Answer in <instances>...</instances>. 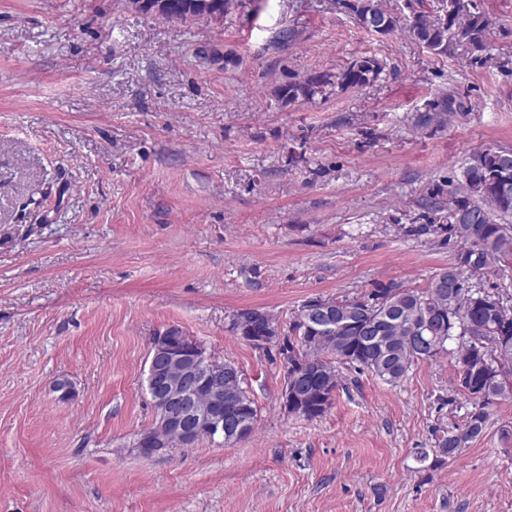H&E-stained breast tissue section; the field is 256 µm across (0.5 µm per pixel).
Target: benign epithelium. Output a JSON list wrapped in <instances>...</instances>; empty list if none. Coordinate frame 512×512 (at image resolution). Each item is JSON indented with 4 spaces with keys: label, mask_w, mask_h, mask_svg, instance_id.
<instances>
[{
    "label": "benign epithelium",
    "mask_w": 512,
    "mask_h": 512,
    "mask_svg": "<svg viewBox=\"0 0 512 512\" xmlns=\"http://www.w3.org/2000/svg\"><path fill=\"white\" fill-rule=\"evenodd\" d=\"M335 310V302L321 299L307 303L302 314L308 320L332 324ZM176 332L177 327L171 326L152 342L146 382L161 409L160 427L171 435H148L139 449L146 455L191 445L200 432L217 437H238L246 432L247 423L240 417L224 416V364L212 359L201 342L188 345ZM280 334L279 326L270 325L251 345L265 350Z\"/></svg>",
    "instance_id": "1"
}]
</instances>
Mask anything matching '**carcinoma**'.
<instances>
[{"label":"carcinoma","instance_id":"carcinoma-1","mask_svg":"<svg viewBox=\"0 0 512 512\" xmlns=\"http://www.w3.org/2000/svg\"><path fill=\"white\" fill-rule=\"evenodd\" d=\"M232 0H142L140 13L168 20H187L199 14H226ZM346 7L361 22L376 16L384 24L382 35L398 29L399 19L381 0H345ZM443 15L430 19L417 13L403 25L411 37L436 55L448 52L454 40L466 41L475 52L487 51V18L469 14L464 23L458 16L460 0H442ZM378 60L361 57L336 73L313 72L301 80H290L278 88L287 104L311 101L333 88L360 89L380 79ZM449 96H440L420 116L424 124L440 121L449 112ZM429 206L448 208L446 224H412L409 235L436 233L456 247L454 260L435 274L425 289L403 288L395 283L379 284L369 293L336 301L353 310L334 334L316 336L308 321L295 313L284 334L278 354L288 376L309 374L319 382L299 393L297 406L288 409L307 420L324 415L340 386L337 365L368 371L389 384L399 383L412 364L441 354L453 356L458 366V386L468 398L462 426L438 439L437 448H420V462L433 459L443 464L455 458L469 443L483 436L492 407L512 398V318L506 319L495 305L498 297L512 302V289L493 284L477 288L471 276L491 267L512 264V148L489 147L474 153L458 174L431 184ZM276 323L270 312L255 308L233 315L231 331L242 338L255 336ZM437 338L438 350H424L419 337ZM231 408L245 418L253 432L258 411L243 374L231 391Z\"/></svg>","mask_w":512,"mask_h":512}]
</instances>
